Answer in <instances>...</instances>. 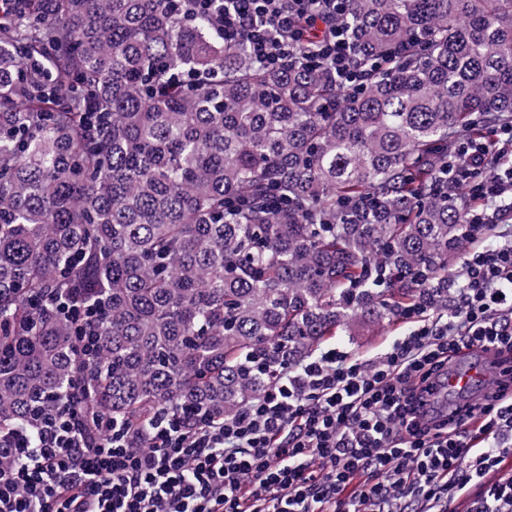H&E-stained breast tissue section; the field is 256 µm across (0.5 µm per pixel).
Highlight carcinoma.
<instances>
[{
	"label": "carcinoma",
	"instance_id": "carcinoma-1",
	"mask_svg": "<svg viewBox=\"0 0 512 512\" xmlns=\"http://www.w3.org/2000/svg\"><path fill=\"white\" fill-rule=\"evenodd\" d=\"M367 81L252 63L171 0L0 7V431L79 394L230 419L360 321L448 308L461 136L512 122V0H350ZM101 308L97 357L48 301Z\"/></svg>",
	"mask_w": 512,
	"mask_h": 512
}]
</instances>
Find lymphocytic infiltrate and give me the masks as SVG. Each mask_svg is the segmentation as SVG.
I'll list each match as a JSON object with an SVG mask.
<instances>
[{"label": "lymphocytic infiltrate", "mask_w": 512, "mask_h": 512, "mask_svg": "<svg viewBox=\"0 0 512 512\" xmlns=\"http://www.w3.org/2000/svg\"><path fill=\"white\" fill-rule=\"evenodd\" d=\"M252 60L274 67L313 38L314 64L361 84L349 0H183ZM453 185L479 200L471 250L448 278V309L411 306L413 328L377 359L331 348L275 374L233 418L168 416L144 446L111 417L88 438L61 402L0 433V512H512V125L461 140ZM479 352L477 399L427 405L451 364Z\"/></svg>", "instance_id": "1"}]
</instances>
